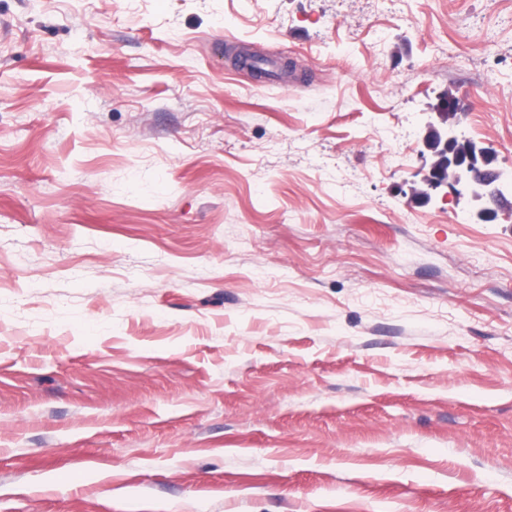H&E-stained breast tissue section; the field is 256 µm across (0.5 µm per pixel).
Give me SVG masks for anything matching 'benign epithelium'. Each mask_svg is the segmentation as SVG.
Returning <instances> with one entry per match:
<instances>
[{
    "mask_svg": "<svg viewBox=\"0 0 512 512\" xmlns=\"http://www.w3.org/2000/svg\"><path fill=\"white\" fill-rule=\"evenodd\" d=\"M458 112V101L453 98L447 99L440 111L446 126L429 127L423 136L424 147L436 157L426 182L432 189L446 186L457 197H471L479 202L475 211L476 217L481 220H492L497 214L496 206L504 199L508 179L500 170L493 167L495 152L492 148L476 147L483 160L482 169L473 167L470 156L456 151L458 136L454 120Z\"/></svg>",
    "mask_w": 512,
    "mask_h": 512,
    "instance_id": "obj_1",
    "label": "benign epithelium"
}]
</instances>
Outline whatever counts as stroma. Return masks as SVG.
Returning <instances> with one entry per match:
<instances>
[{
	"label": "stroma",
	"instance_id": "obj_1",
	"mask_svg": "<svg viewBox=\"0 0 512 512\" xmlns=\"http://www.w3.org/2000/svg\"><path fill=\"white\" fill-rule=\"evenodd\" d=\"M1 22L0 512H512V0ZM459 112L458 101L448 98L446 104L438 112L444 117L445 127H428L423 136L424 147L437 158L429 176L426 179L428 186L437 189L447 186L457 196H470L479 202L475 211L476 217L481 220H493L496 217V206L504 199V190L508 187V179L500 170L492 165L495 161V152L490 147L474 145L483 160L482 167L478 154L472 150L471 142H459L455 130V118ZM472 154V160L469 155Z\"/></svg>",
	"mask_w": 512,
	"mask_h": 512
}]
</instances>
